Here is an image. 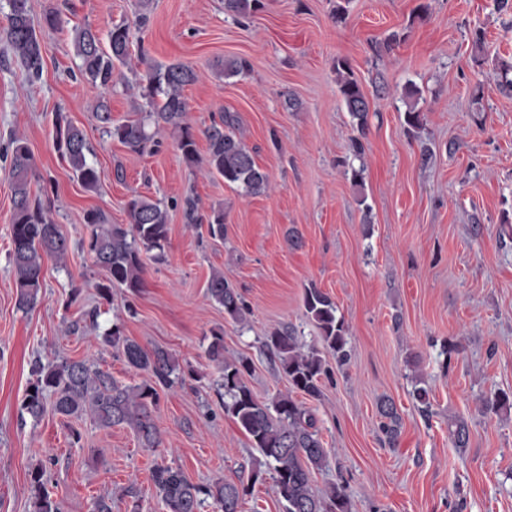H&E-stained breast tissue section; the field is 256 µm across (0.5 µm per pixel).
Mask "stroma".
Listing matches in <instances>:
<instances>
[{"instance_id": "obj_1", "label": "stroma", "mask_w": 512, "mask_h": 512, "mask_svg": "<svg viewBox=\"0 0 512 512\" xmlns=\"http://www.w3.org/2000/svg\"><path fill=\"white\" fill-rule=\"evenodd\" d=\"M51 5L62 23L40 32L39 80L27 81L0 39V145L25 139L40 175L34 189L70 244L65 262L45 259L36 307L18 309L10 178L0 162V512H29L28 471L38 463L61 512H91L107 492L112 512H164L151 481L158 465L198 485L245 486L239 512H284L260 450L224 413L206 348L223 329L225 355L252 363L245 382L255 397L286 392L261 341L290 327L303 345L321 347L303 304L312 286L335 302L350 353L344 366L324 354L321 395L303 400L328 452L314 488L344 485L350 512H512V409L481 411L484 398L512 391V96L496 82L501 63L512 61V9L498 10L496 0H267L262 12L234 19L221 0H150V23L138 30V0H29L36 18ZM85 24L103 35L133 26L147 63L122 67L109 90L77 77L73 30ZM393 32L401 42L377 55ZM224 58L246 59L250 69L219 75L214 64ZM340 60L369 102L362 137L338 89ZM177 61L198 74L184 96L199 152L212 118L232 113L270 174L265 193L245 194L188 166L170 131H160L157 151L141 154L104 134L95 106L131 116L127 84L143 79L147 64ZM410 87L417 96H407ZM291 98L297 108H288ZM413 105L424 115L415 135L405 123ZM59 111L87 136L97 191L65 171L54 145ZM356 136L364 146L358 185L350 173ZM134 194L167 208L168 244L162 260L145 255L138 293L116 288L105 301L96 290L105 273L81 247L83 214L99 209L126 223ZM189 195L202 211L223 207V238L185 222ZM215 269L249 306L244 322L208 297ZM115 322L179 361L155 410L160 447H142L125 426L50 411L36 421L23 409L37 360L91 358L117 381L140 383L102 342ZM419 380L429 390L425 413L413 397ZM384 397L401 416L393 448L379 431ZM455 416L470 428L462 451L448 436Z\"/></svg>"}]
</instances>
